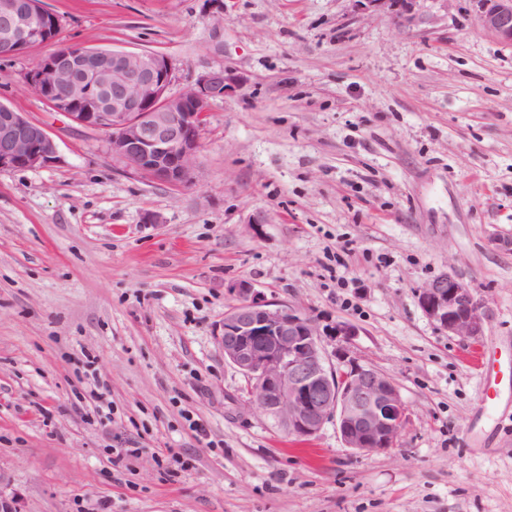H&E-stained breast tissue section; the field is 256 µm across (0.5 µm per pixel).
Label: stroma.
I'll use <instances>...</instances> for the list:
<instances>
[{"mask_svg": "<svg viewBox=\"0 0 512 512\" xmlns=\"http://www.w3.org/2000/svg\"><path fill=\"white\" fill-rule=\"evenodd\" d=\"M44 5L65 43L165 55L173 91L219 67L238 85L209 105L202 181L174 188L30 92L50 46L0 60V103L58 145L48 166L0 171V500L512 512V47L472 0H418L407 21L360 0ZM444 272L491 308L481 336L419 307ZM240 281L354 326L350 357L407 408L394 448L351 452L331 423L294 438L247 408L218 341ZM171 453L190 462L173 476L158 464Z\"/></svg>", "mask_w": 512, "mask_h": 512, "instance_id": "stroma-1", "label": "stroma"}]
</instances>
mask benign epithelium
<instances>
[{"instance_id":"1","label":"benign epithelium","mask_w":512,"mask_h":512,"mask_svg":"<svg viewBox=\"0 0 512 512\" xmlns=\"http://www.w3.org/2000/svg\"><path fill=\"white\" fill-rule=\"evenodd\" d=\"M416 0H365V10L409 14ZM480 26L512 46V0H476ZM60 28L43 0H0V57L48 43ZM169 59L156 52L77 47L54 50L26 75L29 90L71 122L108 136L112 160L147 180L182 188L201 181V131L212 100L233 89L223 68L174 93ZM57 159L47 129L0 103V170L35 168ZM238 303L224 313L218 341L224 360L250 382L249 404L291 436L318 434L336 424L343 445L355 453L393 448L406 422L395 383L336 349L329 363L321 336L348 337L338 321L330 330L287 305L261 298L244 282L230 286ZM426 316L461 337L483 334L491 314L472 290L446 272L416 291Z\"/></svg>"}]
</instances>
